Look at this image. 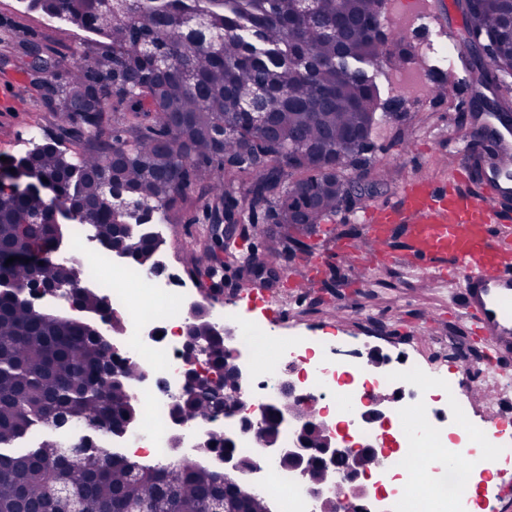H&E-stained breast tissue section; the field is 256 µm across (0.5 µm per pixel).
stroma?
<instances>
[{
  "mask_svg": "<svg viewBox=\"0 0 512 512\" xmlns=\"http://www.w3.org/2000/svg\"><path fill=\"white\" fill-rule=\"evenodd\" d=\"M465 34L461 7L446 8L436 0L424 25L410 45H426L432 50L428 63L430 79H446L469 89V77L456 52ZM40 42L63 52L95 48L98 38L87 32L50 22L38 14L25 12L18 0H0V84H8L14 107L0 108V154L22 156L30 147L31 132L53 131L32 96L21 67L24 57L17 45L22 41ZM405 108L417 114L416 123L402 129L393 118L381 117L372 140L373 160L398 171L388 191L380 194L383 202L395 200L409 182L421 178H441L450 171L451 160L466 152L484 153L485 139L475 138L481 123L471 110L461 109L456 97L407 96ZM200 193H192L182 204L181 223L166 227V250L178 267H187L185 248L202 239L207 221ZM361 210L340 208L336 215L321 221L310 238L319 251L335 252L338 232L360 233ZM284 294V287H261L249 280L229 278L217 303H229L233 310L251 311L255 320L268 323L282 319L277 307L268 305V296ZM288 304L306 333L326 328L337 318L336 335L353 337L355 344L371 347L380 357L407 354L408 364L419 372L439 371L443 381L462 378L467 364L461 348L469 344V329L458 316L459 290L451 281L431 273L416 271L399 262L370 261L359 286L341 284L323 291L320 281H312L303 296H289Z\"/></svg>",
  "mask_w": 512,
  "mask_h": 512,
  "instance_id": "1",
  "label": "stroma"
}]
</instances>
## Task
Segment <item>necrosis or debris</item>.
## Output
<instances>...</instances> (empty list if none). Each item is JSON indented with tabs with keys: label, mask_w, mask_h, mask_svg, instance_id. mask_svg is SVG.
Returning a JSON list of instances; mask_svg holds the SVG:
<instances>
[{
	"label": "necrosis or debris",
	"mask_w": 512,
	"mask_h": 512,
	"mask_svg": "<svg viewBox=\"0 0 512 512\" xmlns=\"http://www.w3.org/2000/svg\"><path fill=\"white\" fill-rule=\"evenodd\" d=\"M58 261L74 270L80 283L99 291L108 311L98 319L101 332L118 336V359L139 361L144 370V379L132 390L140 410L137 421L129 432L112 438L119 458L160 467L179 457H192L204 468L223 473V451L205 453L198 446L202 422L179 429L172 416L187 372L185 345L195 299L188 280L172 266L150 274L117 258L108 245L90 244L83 224L71 225ZM206 312L216 332L233 329L247 363L254 366L257 346L269 351L264 368L254 366L248 398L273 400L281 371L295 365V379L308 393L318 398L333 393L330 431L345 432L357 445L387 444L392 465L377 470L376 477L389 482L392 496H399L402 480L424 478L425 492L409 501L403 512H475L479 499L473 488L478 480L473 467H454L458 449H468L489 465H512V435L504 432L494 438L473 431L464 417L449 420L436 408L443 399L439 387L405 384L398 413L383 433L364 415L371 397L392 384L393 373L372 376L338 361L340 349L332 337L311 341L292 336L277 324L265 326L239 313L228 316L212 305ZM176 436L181 439L177 446L172 443ZM256 479L285 493L286 512H315L304 487L289 481L277 462L266 461Z\"/></svg>",
	"instance_id": "1"
}]
</instances>
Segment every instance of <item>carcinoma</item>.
I'll list each match as a JSON object with an SVG mask.
<instances>
[{"instance_id":"obj_1","label":"carcinoma","mask_w":512,"mask_h":512,"mask_svg":"<svg viewBox=\"0 0 512 512\" xmlns=\"http://www.w3.org/2000/svg\"><path fill=\"white\" fill-rule=\"evenodd\" d=\"M466 51L472 78L488 84L512 68L506 19L512 0H465ZM376 0H318V17L300 21V0H27L26 9L105 38L67 57L38 42L23 44L25 72L46 112L66 125L23 155L55 186L57 207L39 192L0 189V279L22 285L68 280L50 260L55 211L89 224L97 238L142 268L160 241L129 229L104 181L127 187L148 221H181V202L198 189L217 224H251L263 240L259 263L278 265L288 252L313 254L306 239L343 205H364L388 189L386 167L363 161L381 93L362 76L364 62L409 55L360 25ZM266 94L267 120L247 108ZM70 141L66 148L62 140ZM36 240L25 258L9 250L19 224ZM267 224L278 231L268 232ZM29 262H24V259ZM73 305L105 311L91 288L72 289ZM190 343L207 345L225 370L224 339L207 320L189 327ZM142 370L112 364L96 322H74L0 294V512H262L261 502L225 488L193 458L161 468L94 451L70 452L43 437L45 427L80 425L86 438L118 433L137 415L131 388ZM217 402L202 386L173 406L176 417L206 419ZM67 493L52 494V487Z\"/></svg>"}]
</instances>
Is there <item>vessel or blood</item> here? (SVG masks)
<instances>
[{"mask_svg":"<svg viewBox=\"0 0 512 512\" xmlns=\"http://www.w3.org/2000/svg\"><path fill=\"white\" fill-rule=\"evenodd\" d=\"M512 178L496 166L476 170L464 155L444 180L408 184L393 205L371 204L363 212L371 254L352 240L338 243L336 256L359 269L365 258L392 260L389 242L401 235L409 267L456 280L460 316L488 340L492 374L512 376Z\"/></svg>","mask_w":512,"mask_h":512,"instance_id":"1","label":"vessel or blood"}]
</instances>
